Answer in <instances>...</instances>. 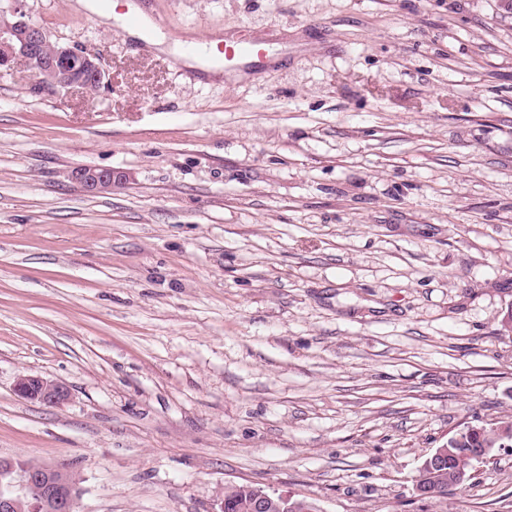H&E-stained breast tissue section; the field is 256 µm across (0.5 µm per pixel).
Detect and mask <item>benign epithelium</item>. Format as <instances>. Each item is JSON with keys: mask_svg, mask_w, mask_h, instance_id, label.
I'll return each instance as SVG.
<instances>
[{"mask_svg": "<svg viewBox=\"0 0 512 512\" xmlns=\"http://www.w3.org/2000/svg\"><path fill=\"white\" fill-rule=\"evenodd\" d=\"M23 0H13V20L0 10V67L16 60L29 63L38 82L58 90H99L107 86V73L97 52L73 50L50 39L39 25L26 19ZM72 178L90 193H102L126 176L112 169L80 167ZM18 397L49 406H60L69 398L61 382L38 375L20 376L14 387ZM81 494L79 479L64 466H46L14 459H0V512H76ZM291 496L254 488L247 512H297Z\"/></svg>", "mask_w": 512, "mask_h": 512, "instance_id": "1", "label": "benign epithelium"}]
</instances>
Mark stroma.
Here are the masks:
<instances>
[{
  "mask_svg": "<svg viewBox=\"0 0 512 512\" xmlns=\"http://www.w3.org/2000/svg\"><path fill=\"white\" fill-rule=\"evenodd\" d=\"M154 46L26 0L93 93L0 69V458L78 512H512V442L443 500L425 459L512 423L507 0H139ZM265 44L213 77L201 37ZM124 181L87 193L72 170ZM64 383L50 407L19 376ZM14 390L22 399L49 406H60L69 398V390L63 383L38 375L20 376ZM252 487L253 486L250 484L242 483L225 488L224 501L221 504V510L219 512H244L245 504L251 496L252 499L246 504L247 511L245 512H270L269 509L273 505H278V512H288V510L289 512H298L296 509L297 504L288 505V502L291 500L290 495L275 491H267L257 487L252 490ZM295 501L311 503L307 500L294 497L290 503Z\"/></svg>",
  "mask_w": 512,
  "mask_h": 512,
  "instance_id": "1",
  "label": "stroma"
}]
</instances>
